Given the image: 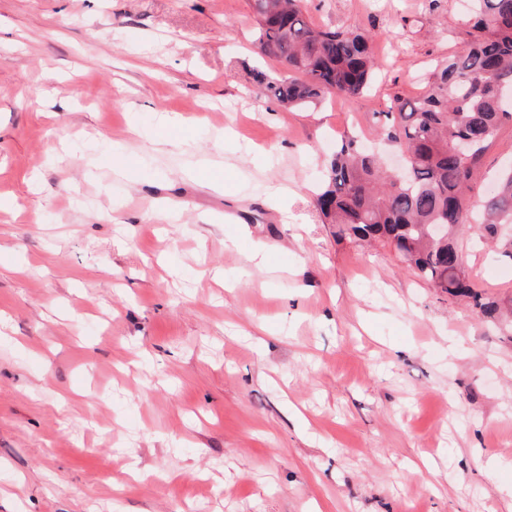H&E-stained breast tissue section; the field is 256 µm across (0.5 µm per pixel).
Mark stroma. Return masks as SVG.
Here are the masks:
<instances>
[{
  "mask_svg": "<svg viewBox=\"0 0 512 512\" xmlns=\"http://www.w3.org/2000/svg\"><path fill=\"white\" fill-rule=\"evenodd\" d=\"M306 11L372 30L365 93L259 94L283 68L249 0H0V512H512V339L315 209L341 140L465 49L468 4ZM510 165L511 122L470 204Z\"/></svg>",
  "mask_w": 512,
  "mask_h": 512,
  "instance_id": "1",
  "label": "stroma"
}]
</instances>
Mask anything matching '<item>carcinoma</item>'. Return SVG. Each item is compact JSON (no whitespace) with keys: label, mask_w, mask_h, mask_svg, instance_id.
I'll return each mask as SVG.
<instances>
[{"label":"carcinoma","mask_w":512,"mask_h":512,"mask_svg":"<svg viewBox=\"0 0 512 512\" xmlns=\"http://www.w3.org/2000/svg\"><path fill=\"white\" fill-rule=\"evenodd\" d=\"M467 48L436 62L425 90L396 100L384 113L385 145L410 158L406 175L388 169L376 152L352 136L329 162L328 181L316 207L336 235L381 240L401 263L450 298L470 302L487 321L512 314V297H491L466 274L456 229L468 216L466 192L487 144L512 122V0H474ZM260 49L285 67L271 79L257 71L264 94L288 108L310 109L336 90L349 97L370 86L376 58L372 32L362 26L318 29L304 0H250ZM448 227V239L434 234ZM512 224V171L493 188L478 234L499 237Z\"/></svg>","instance_id":"carcinoma-1"}]
</instances>
